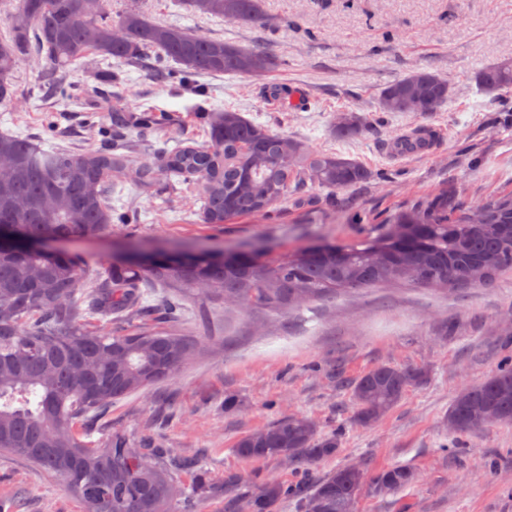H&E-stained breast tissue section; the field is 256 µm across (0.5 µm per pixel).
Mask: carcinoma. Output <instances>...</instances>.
<instances>
[{
    "label": "carcinoma",
    "instance_id": "obj_1",
    "mask_svg": "<svg viewBox=\"0 0 512 512\" xmlns=\"http://www.w3.org/2000/svg\"><path fill=\"white\" fill-rule=\"evenodd\" d=\"M193 12L261 29L269 22L263 0H179ZM108 0H17L10 39L0 36V105H17L13 77L34 51L44 60L38 87L46 99L78 103L66 83L71 66L90 54L139 64L151 52L179 65L183 77L244 74L262 76L275 58L263 43L248 48L158 24L136 9L105 18ZM34 32L36 45L29 44ZM479 88L496 100L512 94V59L478 69ZM451 96L448 80L414 69L388 83L378 98L380 112H406L413 99L423 116L441 111ZM112 107V148L71 152L45 149L34 140L0 132V225L19 237H94L112 224L108 188L112 172L132 168L143 189L157 172L195 187L205 224L263 215L277 204L320 188L343 191L374 177L356 160L324 152L276 133L226 109L206 114L208 141L161 151L152 161L131 166L132 140L125 127L144 131L149 115L124 117ZM336 133L374 131L366 115L347 112ZM190 263L172 256L149 264L113 263L97 274L92 289L80 288L79 258L54 259L39 252L0 251V452L12 453L58 477L77 492L90 512H175L185 488L172 471L180 460H160L126 447L120 435L96 448L74 426L90 413L141 388L173 377L198 348L185 333L144 322L131 329L90 333L86 322L146 319L150 305L143 287L170 289L179 301L201 291L233 302L241 310L275 314L302 303L324 302L347 291L389 282L442 288H492L512 270V193L476 203L444 190L391 214L377 233L353 245L309 243L275 260L252 250L198 251ZM424 372L379 364L356 380L355 420L372 426L388 414ZM512 424V364L465 386L448 409V424L459 432ZM338 435H320L303 417L242 436L236 454L245 460L272 459L302 464L333 455ZM411 472L393 467L372 480L377 492L408 483ZM364 470L342 466L312 484L270 480L252 484L237 474L224 478L226 512H277L288 499L302 512H351Z\"/></svg>",
    "mask_w": 512,
    "mask_h": 512
}]
</instances>
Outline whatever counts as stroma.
<instances>
[{"label": "stroma", "mask_w": 512, "mask_h": 512, "mask_svg": "<svg viewBox=\"0 0 512 512\" xmlns=\"http://www.w3.org/2000/svg\"><path fill=\"white\" fill-rule=\"evenodd\" d=\"M264 6L266 30L193 13L175 0H109L111 16L134 8L154 22L244 48L270 40L276 63L260 78L204 75L184 87L149 80L143 68L116 61L120 83L112 99L97 86L91 55L74 67L80 102L65 110L42 99L43 61L31 54L14 75L24 108L0 106V131L48 149L98 150L106 142L98 115L118 103L154 118L152 145L139 154L144 161L180 140L204 142L205 112L228 108L359 161L373 179L334 195L308 189L268 214L205 224L192 186L173 190L163 182L143 191L122 176L112 183L111 204L130 223L65 246L84 258L88 272L128 251L252 248L277 259L314 241L353 243L396 209L448 187L475 201L512 192V112L501 111L472 79L474 70L512 58V0H264ZM414 69L449 79L453 93L442 111L428 117L378 111L380 89ZM272 87L306 93L308 100L283 108L269 96ZM342 110L374 115L376 132L339 137L333 125ZM417 126L437 131L433 156L390 157L388 143ZM185 307L179 327L204 346L171 380L112 402L83 427L100 447L119 434L127 447L164 448L189 460L179 481L189 487L201 480L210 491L181 500L177 512H224L229 473L255 484L304 475L234 451L241 436L291 416L311 419L320 432L342 433L338 453L312 465L310 479L349 462L362 464L369 477L394 466L412 469V481L398 490L377 493L365 485L356 512H512V425L460 434L446 420L465 383L512 357V272L495 288L446 293L389 285L270 316L205 298ZM381 363L419 368L426 377L376 425H356L348 384ZM0 512L87 507L53 476L5 453Z\"/></svg>", "instance_id": "35a3bbf8"}]
</instances>
